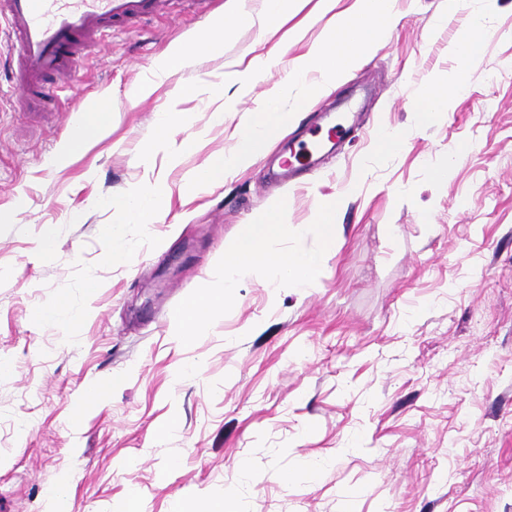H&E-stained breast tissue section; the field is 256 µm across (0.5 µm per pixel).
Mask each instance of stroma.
I'll return each instance as SVG.
<instances>
[{
	"label": "stroma",
	"instance_id": "stroma-1",
	"mask_svg": "<svg viewBox=\"0 0 512 512\" xmlns=\"http://www.w3.org/2000/svg\"><path fill=\"white\" fill-rule=\"evenodd\" d=\"M319 0H288V27L264 36L265 0H216L207 19L171 14L105 35L55 106L19 105L0 33V512H46L66 485L70 512H198L232 491L238 512H512V0H396V24L336 86L290 85L288 129L252 166L192 191V173L233 151L237 124L327 38ZM240 10L221 52L197 57L148 96L154 61L211 19ZM482 15V56L432 123L430 88L459 68L452 46ZM270 58L240 87L238 62ZM192 82L196 97L175 100ZM112 104L105 138L66 151L75 119ZM195 116L194 153L149 152L159 113ZM223 110L224 123H209ZM344 111L360 129L276 176L286 145ZM376 130L401 134L393 154ZM451 164L447 180L432 168ZM166 216L104 228L150 182ZM342 197L336 249L309 288L239 281L209 327L180 336L185 302L213 287L224 251L271 206L297 233L275 248L316 250L320 199ZM49 251L39 252L46 229ZM100 286L88 291L87 276ZM68 294L76 322H33ZM120 378L89 402L93 384ZM175 429H168V421Z\"/></svg>",
	"mask_w": 512,
	"mask_h": 512
}]
</instances>
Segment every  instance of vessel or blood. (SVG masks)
I'll return each instance as SVG.
<instances>
[{
    "label": "vessel or blood",
    "mask_w": 512,
    "mask_h": 512,
    "mask_svg": "<svg viewBox=\"0 0 512 512\" xmlns=\"http://www.w3.org/2000/svg\"><path fill=\"white\" fill-rule=\"evenodd\" d=\"M163 0H0L10 26L15 84L22 100L49 97L50 74L73 73L97 37L151 18Z\"/></svg>",
    "instance_id": "1"
}]
</instances>
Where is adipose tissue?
Returning a JSON list of instances; mask_svg holds the SVG:
<instances>
[{"label":"adipose tissue","mask_w":512,"mask_h":512,"mask_svg":"<svg viewBox=\"0 0 512 512\" xmlns=\"http://www.w3.org/2000/svg\"><path fill=\"white\" fill-rule=\"evenodd\" d=\"M395 19L394 0H355L344 21L330 29L323 50L293 62L290 68L291 80L304 81L310 72L315 71L323 86L332 85L344 68L371 52L380 43ZM243 20V15L239 13L227 16L225 23L210 27L188 45L171 48L155 63L150 88L160 87L196 56L219 49L226 24H236ZM111 123L112 107L104 100L92 111L79 113L76 134L68 144L69 154L81 153L102 139ZM287 123L288 115L282 112L278 97L259 100L254 111L244 114L240 119L234 151L199 167L191 177L192 186L203 188L217 184L229 173L250 166L281 134ZM165 194V188L158 184L135 191L124 202L114 206L112 222L105 229L106 235L115 243L110 254L111 261H120L124 256L121 246L124 225H147L161 220V205ZM338 207L339 202L335 199L321 201L317 207V227L322 245L316 252L270 249V241L287 235L289 230L278 210L267 212L259 223L247 225L242 235L224 252V271L218 286L190 300L181 310L180 318L186 339H193L197 333L204 331L214 312L222 306L226 295L236 288L241 278L251 276L257 269L276 272L281 279L291 282L297 288L311 286L325 257L336 247Z\"/></svg>","instance_id":"adipose-tissue-1"}]
</instances>
